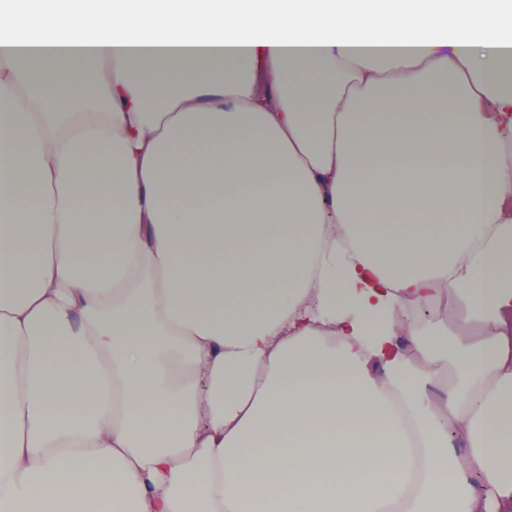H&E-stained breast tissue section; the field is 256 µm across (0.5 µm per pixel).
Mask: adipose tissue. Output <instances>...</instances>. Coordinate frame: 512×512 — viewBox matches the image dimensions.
<instances>
[{
  "label": "adipose tissue",
  "mask_w": 512,
  "mask_h": 512,
  "mask_svg": "<svg viewBox=\"0 0 512 512\" xmlns=\"http://www.w3.org/2000/svg\"><path fill=\"white\" fill-rule=\"evenodd\" d=\"M511 64L512 0L0 9V512H512Z\"/></svg>",
  "instance_id": "adipose-tissue-1"
}]
</instances>
